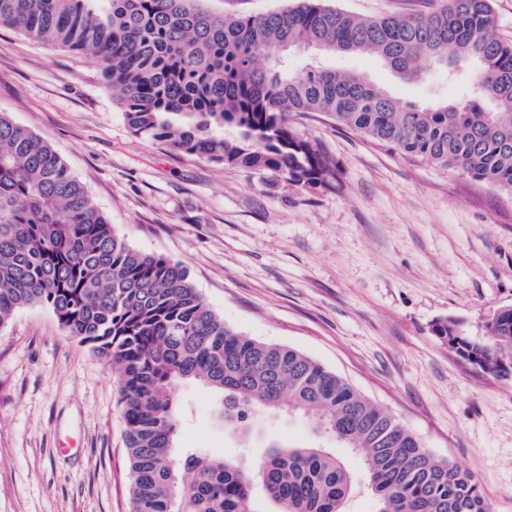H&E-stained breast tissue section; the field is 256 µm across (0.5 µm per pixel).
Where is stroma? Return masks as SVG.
<instances>
[{
  "instance_id": "35a3bbf8",
  "label": "stroma",
  "mask_w": 512,
  "mask_h": 512,
  "mask_svg": "<svg viewBox=\"0 0 512 512\" xmlns=\"http://www.w3.org/2000/svg\"><path fill=\"white\" fill-rule=\"evenodd\" d=\"M329 2L363 17L437 5ZM322 63L419 105L463 92L441 68L408 81L366 56ZM1 112L51 144L128 245L185 267L226 325L344 376L436 461L470 472L491 512H512V378L432 333L452 318L478 339L512 307L511 194L321 114L290 117L333 171L313 189L176 154L132 132L89 58L16 30H0ZM175 402L182 457L253 459L269 440L311 439L307 416L272 414L242 444L196 382ZM0 512H131L119 372L40 305L0 328Z\"/></svg>"
}]
</instances>
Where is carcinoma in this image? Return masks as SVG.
I'll return each mask as SVG.
<instances>
[{
    "mask_svg": "<svg viewBox=\"0 0 512 512\" xmlns=\"http://www.w3.org/2000/svg\"><path fill=\"white\" fill-rule=\"evenodd\" d=\"M204 0H0V28L94 58L138 135L184 154L308 187L329 162L296 137L291 114H324L379 143L512 194V42L491 0H440L424 14L363 18L324 0L224 16ZM299 47L362 54L414 80L433 65L467 70L459 99L424 106L363 74L288 67ZM264 57L265 65L258 64ZM240 130L224 139V125ZM51 309L68 334L120 373L132 512H349L365 488L378 512H490L471 475L433 459L418 438L346 379L302 352L244 336L203 301L187 270L113 230L52 147L0 113V327L23 306ZM434 335L496 375L512 370V307L491 341ZM219 395L224 428L249 439L269 412L314 415L316 441L273 440L251 467L175 454L173 390ZM364 460L357 472L332 452Z\"/></svg>",
    "mask_w": 512,
    "mask_h": 512,
    "instance_id": "obj_1",
    "label": "carcinoma"
}]
</instances>
